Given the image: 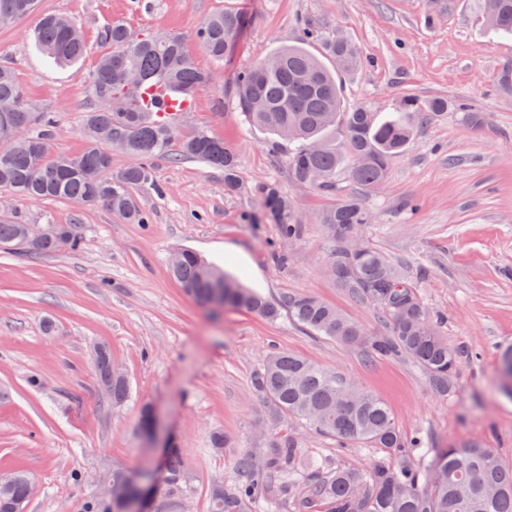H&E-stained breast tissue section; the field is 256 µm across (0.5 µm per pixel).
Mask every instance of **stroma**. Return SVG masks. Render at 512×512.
Listing matches in <instances>:
<instances>
[{
	"label": "stroma",
	"mask_w": 512,
	"mask_h": 512,
	"mask_svg": "<svg viewBox=\"0 0 512 512\" xmlns=\"http://www.w3.org/2000/svg\"><path fill=\"white\" fill-rule=\"evenodd\" d=\"M83 33L85 57L57 67L37 51L31 15L0 27V66L9 68L36 110L54 121L50 148L79 154L89 75L100 29L120 22L132 33L181 37L211 84L178 120L183 132L223 139L239 162L240 186L194 158L151 160L153 182L134 189L148 224H129L103 206L18 199L0 193V210L30 224H72L78 249L25 257L0 249V475L25 473L34 486L26 512H79L99 477L120 467L151 468L158 445L174 440L194 476L190 512H211L209 489L235 480L234 459L272 437L298 434L306 458L368 466L383 452L268 418L252 372L275 351L301 356L379 396L405 434H427L430 447L476 443L512 464V398L500 388L499 357L512 345V96L497 89L512 63V37L488 28L478 0H43ZM235 10L249 22L223 65L200 48L196 29L211 13ZM310 20L342 32L362 65L343 77L347 105L388 116L405 95L450 98L483 111L482 130L451 112L421 128L393 157L382 186L365 196L371 221L358 238L399 268L442 334L461 351L456 390L442 397L406 359L366 361L354 347L309 334L280 317L243 310L209 312L170 274L173 255L190 249L246 287L277 301L310 295L339 309L371 335L391 318L362 304L329 278L334 243L319 214L354 192L346 173L326 192L296 183L288 146L248 124L230 96L238 71L296 43ZM273 182L295 204L300 239L281 245L255 186ZM282 259H274V250ZM107 346L130 393L113 409L99 389L95 350ZM152 406L156 440L141 430ZM226 444L210 446L213 432Z\"/></svg>",
	"instance_id": "stroma-1"
}]
</instances>
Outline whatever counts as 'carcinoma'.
<instances>
[{"label": "carcinoma", "instance_id": "1", "mask_svg": "<svg viewBox=\"0 0 512 512\" xmlns=\"http://www.w3.org/2000/svg\"><path fill=\"white\" fill-rule=\"evenodd\" d=\"M482 15H495L492 29L512 35V0H481ZM39 10V0H0V26ZM247 18L229 11L215 13L198 27L195 39L217 63L230 58ZM72 22L51 13L40 16L33 31L36 47L58 65H70L87 52L85 40L74 38ZM101 54L89 77L94 107L85 114L87 142L78 155L53 154L49 149L53 119L26 100L11 71L0 68V127L18 124L26 135H0V192L29 199H57L74 204L102 205L129 224L147 217L131 189L152 182L150 160L167 153L180 139L177 156L192 157L224 170V186L239 185L238 160L224 141L203 130L182 138L176 125L146 111L144 95L162 83L178 96L191 97L212 80L199 68L175 36L138 37L122 23L100 34ZM322 45L323 58L307 45ZM361 56L342 34L303 25L301 43L280 47L238 72L235 108L245 121L263 127L293 145L288 170L297 183L324 191L336 190L337 172L344 169L358 192L336 201L320 216L334 241L327 272L361 303L387 311V335L369 336L335 307L314 296H288L270 302L241 287L191 250H182L172 266L185 292L207 308L232 307L269 320L281 313L316 336L359 348L370 360L404 358L425 374L438 395L452 394L460 352L448 345L424 304L381 253L354 243L351 234L370 222L363 193L385 181L390 159L405 151L417 128L461 105L444 97H404L395 115L384 120L362 105L344 104L338 74L359 68ZM136 70L143 81L126 82ZM133 162L112 175L111 150ZM262 207L277 224L279 240H298L303 226L293 202L275 183L257 187ZM25 224L0 216V246L28 257L52 254L62 247L76 250L80 237L71 224H55L56 234L32 248L24 242ZM101 390L119 408L128 397V380L112 362L109 350L96 352ZM255 394L274 420L289 418L306 429L331 437L341 448L365 444L388 455L366 470L329 467L304 458L299 438L290 433L273 439L260 454L242 451L235 459L236 479L209 489L211 512H261L283 503L290 512H512V465L489 448L463 444L430 448L417 432L403 434L383 400L359 389L332 371L287 352H274L254 371ZM170 505L192 493V477L174 448L160 463ZM31 496L24 473L0 477V512H22Z\"/></svg>", "mask_w": 512, "mask_h": 512}]
</instances>
